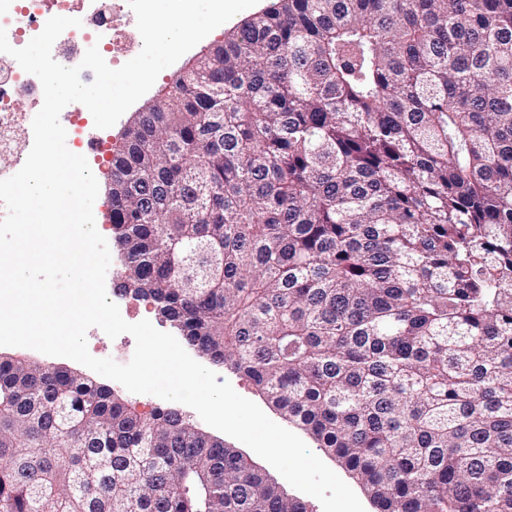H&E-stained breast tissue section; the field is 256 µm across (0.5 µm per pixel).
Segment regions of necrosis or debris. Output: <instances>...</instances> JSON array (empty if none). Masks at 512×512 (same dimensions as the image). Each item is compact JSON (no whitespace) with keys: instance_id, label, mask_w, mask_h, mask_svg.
<instances>
[{"instance_id":"necrosis-or-debris-1","label":"necrosis or debris","mask_w":512,"mask_h":512,"mask_svg":"<svg viewBox=\"0 0 512 512\" xmlns=\"http://www.w3.org/2000/svg\"><path fill=\"white\" fill-rule=\"evenodd\" d=\"M130 11L128 0H0V28L9 43L24 47L38 35L46 22L65 13L81 19L82 25L69 29L52 47L55 61L76 66L84 48L95 45L110 67L122 65L124 52L141 48L143 41L132 28L122 26L120 17ZM43 104L39 79L25 72L16 60L0 53V156L10 157L1 178L18 172L25 159L19 146L28 143L33 111Z\"/></svg>"}]
</instances>
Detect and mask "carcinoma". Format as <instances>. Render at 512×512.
I'll return each instance as SVG.
<instances>
[{"label":"carcinoma","instance_id":"cac0c4a2","mask_svg":"<svg viewBox=\"0 0 512 512\" xmlns=\"http://www.w3.org/2000/svg\"><path fill=\"white\" fill-rule=\"evenodd\" d=\"M112 158L124 290L378 512H512V0H276ZM0 512H307L176 411L0 356Z\"/></svg>","mask_w":512,"mask_h":512}]
</instances>
